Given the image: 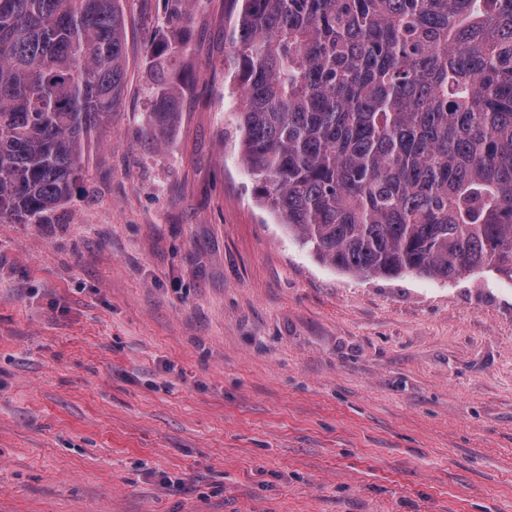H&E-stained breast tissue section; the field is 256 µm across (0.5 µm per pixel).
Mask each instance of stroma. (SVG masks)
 I'll return each mask as SVG.
<instances>
[{
  "label": "stroma",
  "mask_w": 512,
  "mask_h": 512,
  "mask_svg": "<svg viewBox=\"0 0 512 512\" xmlns=\"http://www.w3.org/2000/svg\"><path fill=\"white\" fill-rule=\"evenodd\" d=\"M122 8L86 191L0 224V512H512V280L320 261L255 199L226 0ZM188 36L179 44H172L163 37L154 39L150 46L148 66V92L157 124L150 136L158 144L164 143L167 130L175 121V105L187 90V83L172 76L173 60L187 48Z\"/></svg>",
  "instance_id": "stroma-1"
}]
</instances>
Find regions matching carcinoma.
Here are the masks:
<instances>
[{"label":"carcinoma","instance_id":"obj_1","mask_svg":"<svg viewBox=\"0 0 512 512\" xmlns=\"http://www.w3.org/2000/svg\"><path fill=\"white\" fill-rule=\"evenodd\" d=\"M242 160L323 262L512 280V0H230ZM120 0H0V223L85 188V140L125 86ZM188 39L152 42L165 141Z\"/></svg>","mask_w":512,"mask_h":512}]
</instances>
